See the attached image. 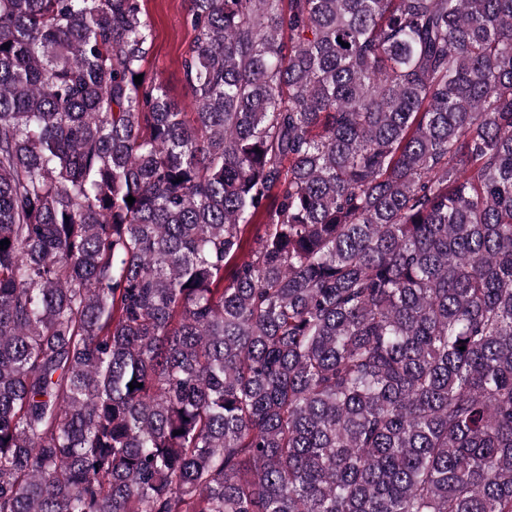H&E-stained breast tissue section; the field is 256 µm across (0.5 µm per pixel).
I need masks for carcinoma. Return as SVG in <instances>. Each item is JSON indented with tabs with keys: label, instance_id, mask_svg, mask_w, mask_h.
I'll use <instances>...</instances> for the list:
<instances>
[{
	"label": "carcinoma",
	"instance_id": "obj_1",
	"mask_svg": "<svg viewBox=\"0 0 512 512\" xmlns=\"http://www.w3.org/2000/svg\"><path fill=\"white\" fill-rule=\"evenodd\" d=\"M186 2L0 0V512H512V0ZM153 28V45L146 71L165 84L168 94L186 111L193 108L180 66V57L193 38L184 22L185 0H144Z\"/></svg>",
	"mask_w": 512,
	"mask_h": 512
}]
</instances>
